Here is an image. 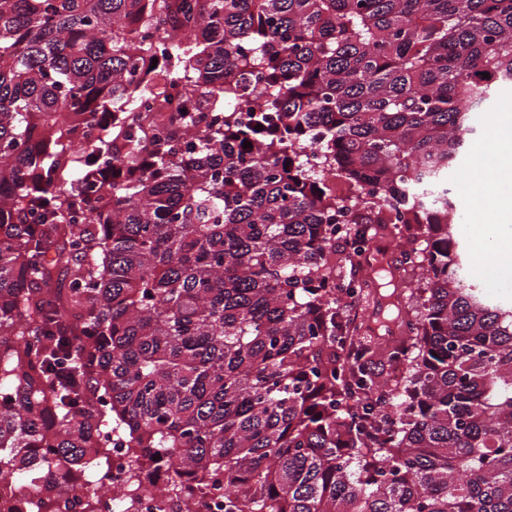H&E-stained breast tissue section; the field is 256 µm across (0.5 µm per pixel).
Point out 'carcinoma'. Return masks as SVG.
<instances>
[{"label": "carcinoma", "mask_w": 512, "mask_h": 512, "mask_svg": "<svg viewBox=\"0 0 512 512\" xmlns=\"http://www.w3.org/2000/svg\"><path fill=\"white\" fill-rule=\"evenodd\" d=\"M510 84L512 0H0V495L98 512L117 429L224 512H512V302L444 180ZM341 219L425 243L394 345ZM492 190L487 193L488 209L485 212L474 210L476 207H484L486 199L480 198L475 195L460 193L456 198V208L459 216V224H461L464 239L470 247L471 253L475 252L482 256L477 266L482 267L478 276L477 284L482 288L486 295L497 301H512V273L508 276L494 275L493 270L495 267V260L491 252L482 253L477 245L476 240L479 231L483 228L484 224H496L498 216L495 214L491 204ZM473 202V204H472ZM487 266L486 269L483 267ZM508 284L509 288H504ZM375 298H365L361 301V303L356 306L359 310L364 314L367 321H369V329L366 331V327L361 329L358 333L359 336H365L368 340L373 342L383 343L382 338H384L383 329L379 328L374 317L375 313H379V307L376 306L373 302ZM384 344V343H383Z\"/></svg>", "instance_id": "obj_1"}]
</instances>
